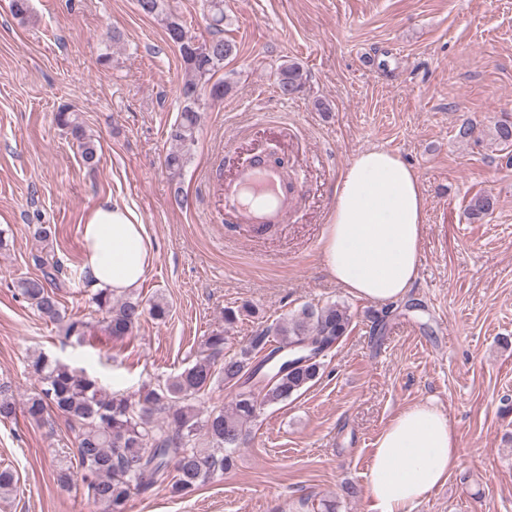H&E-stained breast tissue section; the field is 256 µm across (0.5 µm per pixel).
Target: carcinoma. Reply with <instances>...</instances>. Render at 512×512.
Returning <instances> with one entry per match:
<instances>
[{
	"label": "carcinoma",
	"mask_w": 512,
	"mask_h": 512,
	"mask_svg": "<svg viewBox=\"0 0 512 512\" xmlns=\"http://www.w3.org/2000/svg\"><path fill=\"white\" fill-rule=\"evenodd\" d=\"M138 3L144 14L163 22L184 65L183 106L170 129L164 158L165 166L178 176L197 142L203 101L222 99L232 89L220 72L224 61L236 54V45L222 36L198 42L170 11L167 0ZM201 48L207 54L198 53ZM304 81L299 63L279 68L277 88L282 95L298 92ZM55 119L76 143L83 164L96 166V142L77 113L62 104ZM494 138L511 147L512 122L495 124ZM496 205L493 195L478 193L467 210L472 219L481 221ZM36 262L41 274L18 280L20 295L42 318L61 326L63 341L83 340L87 324L67 316L54 291L63 274L61 261L39 257ZM91 300L106 314L107 330L115 340L132 335L147 315L162 320L168 314L161 300L146 305L138 298L119 299L102 290L93 292ZM350 323L348 309L339 303L305 305L288 318L255 330L217 369L215 359L224 351V332L219 331L205 339V353L194 364L134 394L113 391L99 377L41 352L32 360L38 384L23 400L9 386L0 385V421H12L20 411L40 423L48 410L59 412L75 432L79 476L98 512H127L134 493L165 485L172 494L184 495L230 470L261 408L282 403L313 385L323 373L325 357L338 347ZM217 379L235 388V397L226 407L208 410L206 391ZM16 488L13 471L1 469L0 498L11 496Z\"/></svg>",
	"instance_id": "carcinoma-1"
}]
</instances>
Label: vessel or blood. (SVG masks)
<instances>
[{
	"mask_svg": "<svg viewBox=\"0 0 512 512\" xmlns=\"http://www.w3.org/2000/svg\"><path fill=\"white\" fill-rule=\"evenodd\" d=\"M300 187L288 183L280 168L262 156L245 158L225 178L222 210L233 223L261 230L288 220Z\"/></svg>",
	"mask_w": 512,
	"mask_h": 512,
	"instance_id": "vessel-or-blood-1",
	"label": "vessel or blood"
}]
</instances>
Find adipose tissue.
Returning a JSON list of instances; mask_svg holds the SVG:
<instances>
[{"label": "adipose tissue", "mask_w": 512, "mask_h": 512, "mask_svg": "<svg viewBox=\"0 0 512 512\" xmlns=\"http://www.w3.org/2000/svg\"><path fill=\"white\" fill-rule=\"evenodd\" d=\"M424 231L417 173L396 154L368 148L354 156L336 184L322 261L354 296L394 301L414 282ZM83 244L95 289L137 288L153 258L142 220L113 199L88 212ZM461 464L458 437L437 405L421 402L400 410L384 425L372 452L367 494L374 512H414Z\"/></svg>", "instance_id": "1"}]
</instances>
